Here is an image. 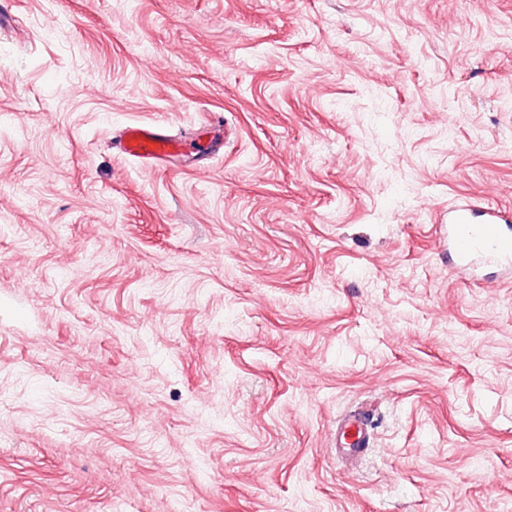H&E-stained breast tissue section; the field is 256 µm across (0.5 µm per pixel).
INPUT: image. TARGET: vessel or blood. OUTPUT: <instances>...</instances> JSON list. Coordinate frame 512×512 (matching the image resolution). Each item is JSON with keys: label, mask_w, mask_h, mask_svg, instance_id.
<instances>
[{"label": "vessel or blood", "mask_w": 512, "mask_h": 512, "mask_svg": "<svg viewBox=\"0 0 512 512\" xmlns=\"http://www.w3.org/2000/svg\"><path fill=\"white\" fill-rule=\"evenodd\" d=\"M111 147L117 153L142 162L153 163L182 154L184 144L154 123H131L113 137ZM501 207L486 209L480 223H473V210L462 205L451 211L448 222L452 240L461 258H468L475 251L490 255L512 254V240L503 237L497 228ZM370 424L367 416L359 415L347 422L339 437L341 455L355 457L369 445Z\"/></svg>", "instance_id": "1"}]
</instances>
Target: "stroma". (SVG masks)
I'll return each instance as SVG.
<instances>
[{"label": "stroma", "mask_w": 512, "mask_h": 512, "mask_svg": "<svg viewBox=\"0 0 512 512\" xmlns=\"http://www.w3.org/2000/svg\"><path fill=\"white\" fill-rule=\"evenodd\" d=\"M4 9L0 512H512V0ZM111 147L131 159L153 163L183 154L182 140H176L155 123H131L112 138ZM502 211H510V207L496 206L481 212L482 221L472 223L474 209L468 205L458 206L448 213V224H452V240L458 255L466 259L475 251H483L490 255L512 254L511 241L503 237L497 228ZM368 417L365 415L355 416L344 425L339 437L337 450L343 456L355 457L360 455L369 446Z\"/></svg>", "instance_id": "obj_1"}]
</instances>
